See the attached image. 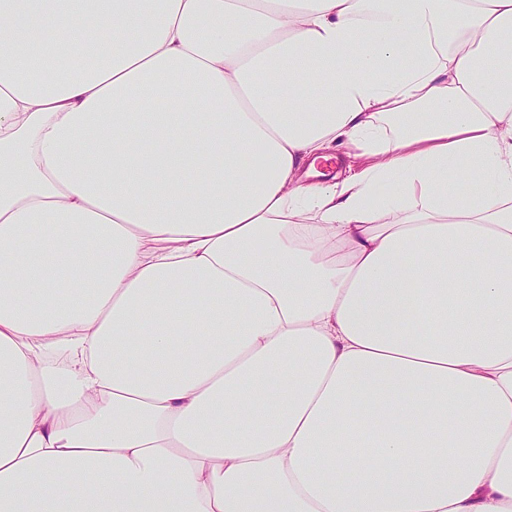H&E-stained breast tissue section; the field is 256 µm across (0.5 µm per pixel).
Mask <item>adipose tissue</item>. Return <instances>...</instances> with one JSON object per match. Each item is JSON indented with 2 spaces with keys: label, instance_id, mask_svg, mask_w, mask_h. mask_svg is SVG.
Instances as JSON below:
<instances>
[{
  "label": "adipose tissue",
  "instance_id": "obj_1",
  "mask_svg": "<svg viewBox=\"0 0 512 512\" xmlns=\"http://www.w3.org/2000/svg\"><path fill=\"white\" fill-rule=\"evenodd\" d=\"M0 512H512V0H0Z\"/></svg>",
  "mask_w": 512,
  "mask_h": 512
}]
</instances>
